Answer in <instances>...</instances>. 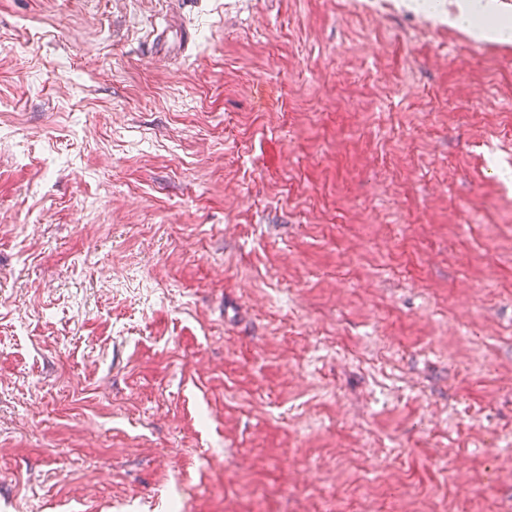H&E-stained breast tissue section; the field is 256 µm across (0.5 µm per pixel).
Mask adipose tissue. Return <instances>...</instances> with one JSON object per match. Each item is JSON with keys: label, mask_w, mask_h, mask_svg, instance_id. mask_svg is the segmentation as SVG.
<instances>
[{"label": "adipose tissue", "mask_w": 512, "mask_h": 512, "mask_svg": "<svg viewBox=\"0 0 512 512\" xmlns=\"http://www.w3.org/2000/svg\"><path fill=\"white\" fill-rule=\"evenodd\" d=\"M415 11L437 17L478 41L512 45V16L504 15L499 0H454L442 10L438 0H411Z\"/></svg>", "instance_id": "ef3b65f1"}]
</instances>
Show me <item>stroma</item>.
I'll return each instance as SVG.
<instances>
[{
    "label": "stroma",
    "instance_id": "1",
    "mask_svg": "<svg viewBox=\"0 0 512 512\" xmlns=\"http://www.w3.org/2000/svg\"><path fill=\"white\" fill-rule=\"evenodd\" d=\"M0 512H512V45L0 0Z\"/></svg>",
    "mask_w": 512,
    "mask_h": 512
}]
</instances>
